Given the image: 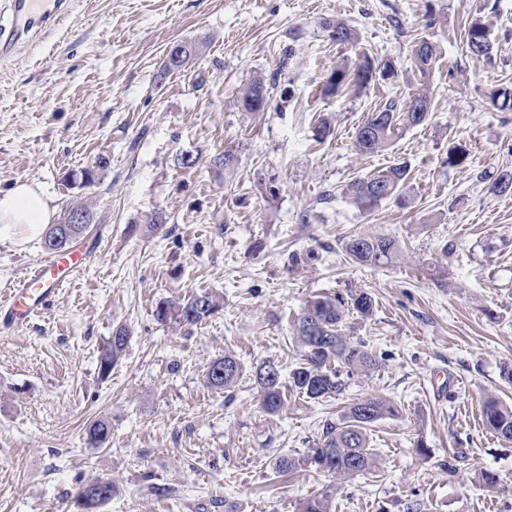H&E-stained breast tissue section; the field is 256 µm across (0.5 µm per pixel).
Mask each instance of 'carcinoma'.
Segmentation results:
<instances>
[{"mask_svg": "<svg viewBox=\"0 0 512 512\" xmlns=\"http://www.w3.org/2000/svg\"><path fill=\"white\" fill-rule=\"evenodd\" d=\"M329 36L336 44L352 47L357 34L347 23L327 22ZM466 46L471 57L491 58L493 39L489 26L479 19L466 30ZM413 58L420 74L419 87L412 90L406 100H388L358 125L355 146L362 154H374L387 149L401 131L425 124L432 111L430 77L439 60L437 44L427 36H420L413 44ZM383 70H378V66ZM376 64L368 55L354 64H341L330 72L323 93L338 95L355 87L364 89L377 77L388 79L395 75L389 61ZM269 91L265 79L253 78L244 88L240 102L247 112H260L268 103ZM423 106L424 112L413 111V102ZM109 166V159L101 155L92 163L70 175L73 183L83 187L95 185ZM409 176L408 166L394 163L387 168L356 178L342 188V193L362 211H370L384 201L400 202ZM488 192L493 195L512 194V170L502 169L483 177ZM88 225H68V229L52 224L45 236L49 252H62L73 247L87 230ZM401 247L393 237L360 235L344 243V254L350 262L361 266L386 265L400 257ZM223 307V299L210 290L195 292L182 299L163 300L154 310L156 320L165 325L194 326L213 317ZM371 296L361 291L344 298L339 295H315L307 300L295 321L294 339L301 348L300 362L289 371L288 382L282 381L283 366L272 360L259 364L253 381L262 410L276 415L287 404L288 397L319 400L342 394L348 381L357 375L368 374L380 366L377 355L359 337H351L342 330L346 312L353 310L366 317L373 311ZM130 340V331L119 326L99 350L98 372L106 378L112 367L122 358ZM243 373L241 361L224 354L210 362L205 370L206 384L216 390L231 389ZM485 429L497 437L512 440V405L495 397L485 399L481 407ZM396 408L382 397H369L351 404L338 422L326 424L323 439L301 458L280 456L274 462L279 472L315 468L338 479L355 477L370 471L374 463L370 448L371 426L378 420L394 416ZM82 441L88 448L112 447V427L108 420L98 418L85 428ZM113 488L105 492L79 493L76 499L80 512H101L112 500ZM331 495L324 493L309 498L300 512H331Z\"/></svg>", "mask_w": 512, "mask_h": 512, "instance_id": "carcinoma-1", "label": "carcinoma"}]
</instances>
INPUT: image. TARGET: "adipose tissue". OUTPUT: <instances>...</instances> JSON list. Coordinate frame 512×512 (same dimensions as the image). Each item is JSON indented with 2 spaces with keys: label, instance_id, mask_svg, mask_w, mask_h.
<instances>
[{
  "label": "adipose tissue",
  "instance_id": "obj_1",
  "mask_svg": "<svg viewBox=\"0 0 512 512\" xmlns=\"http://www.w3.org/2000/svg\"><path fill=\"white\" fill-rule=\"evenodd\" d=\"M50 201L36 183L19 180L0 190V244H20L42 234L52 219Z\"/></svg>",
  "mask_w": 512,
  "mask_h": 512
}]
</instances>
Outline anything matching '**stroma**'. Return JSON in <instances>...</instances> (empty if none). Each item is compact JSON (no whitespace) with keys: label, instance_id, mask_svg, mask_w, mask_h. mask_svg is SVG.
Here are the masks:
<instances>
[{"label":"stroma","instance_id":"obj_1","mask_svg":"<svg viewBox=\"0 0 512 512\" xmlns=\"http://www.w3.org/2000/svg\"><path fill=\"white\" fill-rule=\"evenodd\" d=\"M475 16L491 24V59L466 51ZM337 18L356 48L331 40L324 23ZM420 34L440 52L429 121L359 155V123L415 88ZM181 40L201 54L160 77ZM362 52L392 61L395 77L324 95L337 62ZM259 75L272 81L268 104L244 111L238 98ZM511 83L512 0H75L57 32L20 43L0 62V189L33 181L58 216L87 204L81 242L93 250L27 325L0 323V512H78L96 477L114 486L102 512H300L325 492L335 512H512V441L481 420L486 396L512 403V194L480 179L512 169V112L490 102ZM453 146L468 154L458 167L446 163ZM187 152L200 154L195 168L180 166ZM101 155L99 184L67 182ZM399 161L407 205L362 211L341 195ZM157 212L165 224L149 230ZM360 234L394 236L404 252L350 265L342 245ZM46 255L39 236L1 244L0 293ZM203 289L223 298L215 317L155 320L158 302ZM360 290L373 313L345 331L380 368L343 395L262 412L252 370L298 363L293 319L306 299ZM120 326L130 342L104 379L98 351ZM227 353L244 374L216 391L205 370ZM372 395L398 409L371 427L373 471L340 485L312 468L275 472L276 458L305 455L324 424ZM99 417L112 425L104 450L82 442Z\"/></svg>","mask_w":512,"mask_h":512}]
</instances>
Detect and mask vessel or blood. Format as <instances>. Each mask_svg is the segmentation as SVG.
Instances as JSON below:
<instances>
[{
	"label": "vessel or blood",
	"instance_id": "1",
	"mask_svg": "<svg viewBox=\"0 0 512 512\" xmlns=\"http://www.w3.org/2000/svg\"><path fill=\"white\" fill-rule=\"evenodd\" d=\"M11 17L10 28H0V60L9 58L19 43L47 35L57 30L68 18L72 0H5ZM78 254L55 253L32 269L27 279L17 288L9 290L0 299V314L12 326L26 324L46 306L59 288L60 279L48 278L53 267L74 270L80 264Z\"/></svg>",
	"mask_w": 512,
	"mask_h": 512
}]
</instances>
